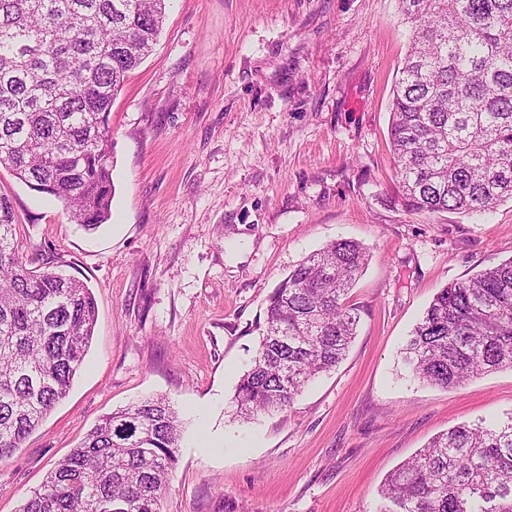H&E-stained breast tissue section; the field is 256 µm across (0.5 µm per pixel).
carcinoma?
<instances>
[{
	"label": "carcinoma",
	"mask_w": 512,
	"mask_h": 512,
	"mask_svg": "<svg viewBox=\"0 0 512 512\" xmlns=\"http://www.w3.org/2000/svg\"><path fill=\"white\" fill-rule=\"evenodd\" d=\"M410 25L389 140L403 205L485 213L512 200V0H399ZM166 0H0V167L62 202L91 231L111 216L110 112L152 52ZM0 193V459L65 399L97 321L80 280L30 268ZM369 261L331 242L280 281L236 412L291 406L356 336L348 291ZM441 387L512 369V259L440 289L405 348ZM181 425L157 396L109 414L59 461L21 512H158ZM380 512H512V416L461 424L390 474Z\"/></svg>",
	"instance_id": "carcinoma-1"
}]
</instances>
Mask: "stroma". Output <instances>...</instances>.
I'll return each mask as SVG.
<instances>
[{
  "label": "stroma",
  "mask_w": 512,
  "mask_h": 512,
  "mask_svg": "<svg viewBox=\"0 0 512 512\" xmlns=\"http://www.w3.org/2000/svg\"><path fill=\"white\" fill-rule=\"evenodd\" d=\"M399 0H168L153 53L112 104L115 195L97 231L0 168L24 259L83 280L93 340L66 399L0 460V512L107 414L167 396L182 421L161 512H378L386 477L461 423L512 416V369L454 388L403 349L434 295L512 258V200L484 217L396 195ZM354 239L371 260L346 297V357L291 407L232 398L267 298L304 258Z\"/></svg>",
  "instance_id": "stroma-1"
}]
</instances>
